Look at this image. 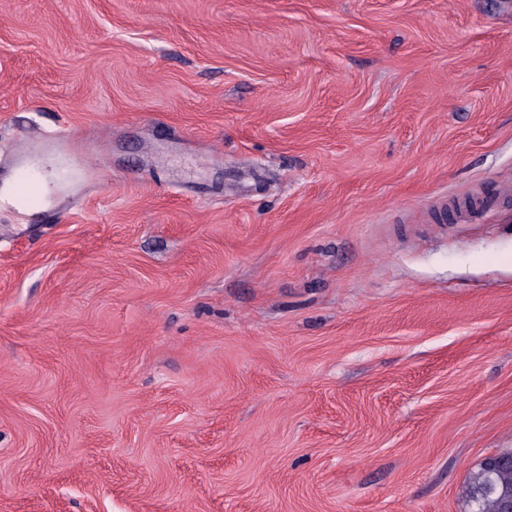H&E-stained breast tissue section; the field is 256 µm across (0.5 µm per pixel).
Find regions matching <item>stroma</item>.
Listing matches in <instances>:
<instances>
[{
	"mask_svg": "<svg viewBox=\"0 0 512 512\" xmlns=\"http://www.w3.org/2000/svg\"><path fill=\"white\" fill-rule=\"evenodd\" d=\"M0 512H468L512 448V0H0Z\"/></svg>",
	"mask_w": 512,
	"mask_h": 512,
	"instance_id": "35a3bbf8",
	"label": "stroma"
}]
</instances>
